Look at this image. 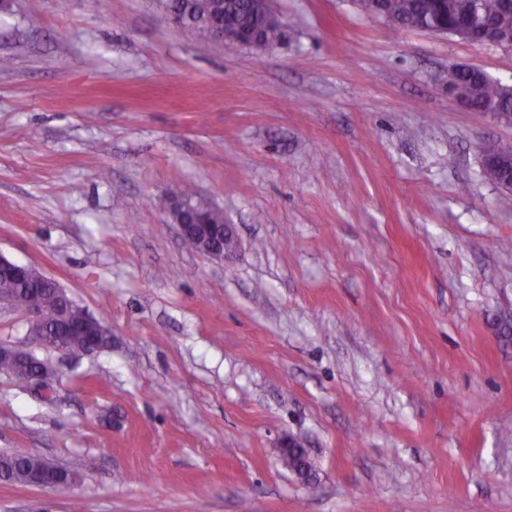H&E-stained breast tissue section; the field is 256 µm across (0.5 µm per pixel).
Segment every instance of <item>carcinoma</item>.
<instances>
[{
	"mask_svg": "<svg viewBox=\"0 0 512 512\" xmlns=\"http://www.w3.org/2000/svg\"><path fill=\"white\" fill-rule=\"evenodd\" d=\"M218 0H165V9L178 17L179 28L187 40L203 37L208 21L214 17L213 5ZM362 11L381 15L401 28L446 30L469 29L483 23L512 29V0H355ZM222 15L235 23L259 32L256 46L265 48L281 42L282 26L264 22L255 17L250 0H224ZM448 82L457 97L482 112L496 116L512 115V85L504 84L488 75H476L456 70L448 75ZM36 288L41 299L44 327L60 331L58 321L59 299L50 280L38 283L0 280V290L12 292L19 302H25L29 289ZM43 468L42 459L35 455H0V479L25 483L31 472Z\"/></svg>",
	"mask_w": 512,
	"mask_h": 512,
	"instance_id": "cac0c4a2",
	"label": "carcinoma"
}]
</instances>
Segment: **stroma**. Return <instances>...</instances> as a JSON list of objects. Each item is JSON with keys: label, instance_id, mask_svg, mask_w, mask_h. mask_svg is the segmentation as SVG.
I'll return each instance as SVG.
<instances>
[{"label": "stroma", "instance_id": "obj_1", "mask_svg": "<svg viewBox=\"0 0 512 512\" xmlns=\"http://www.w3.org/2000/svg\"><path fill=\"white\" fill-rule=\"evenodd\" d=\"M263 50L186 40L159 0H0V255L109 327L61 353L0 309V512H512V207L481 149L512 124L448 68L512 49L400 29L353 0H268ZM188 185L240 241L167 212ZM298 438L314 480L283 463ZM196 200L203 208L198 209L194 213V222L187 224L183 220V213L188 208L180 202L174 201L170 204L169 214L173 223L177 225L182 237L186 240L190 234L195 235L201 240L200 251L208 256L224 261L232 256L236 250L237 239L235 236L234 227L231 224H224V241L220 236V230L214 225L209 224L210 211L222 212L220 209L213 207L201 200ZM43 469L42 459L35 455H0V480L25 483L32 471Z\"/></svg>", "mask_w": 512, "mask_h": 512}]
</instances>
